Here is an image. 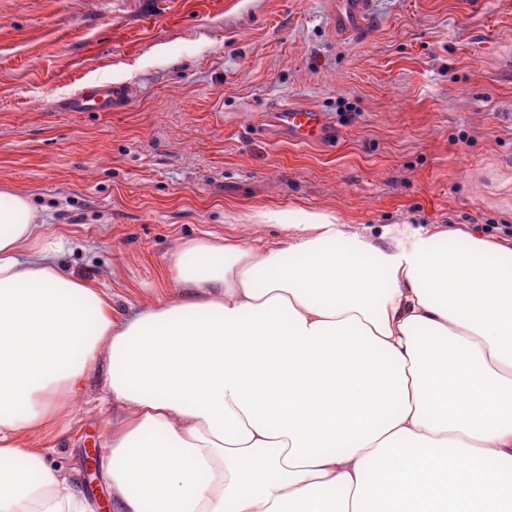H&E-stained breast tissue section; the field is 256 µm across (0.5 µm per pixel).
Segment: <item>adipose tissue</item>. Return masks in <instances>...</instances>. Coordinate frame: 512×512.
Masks as SVG:
<instances>
[{
	"label": "adipose tissue",
	"instance_id": "1",
	"mask_svg": "<svg viewBox=\"0 0 512 512\" xmlns=\"http://www.w3.org/2000/svg\"><path fill=\"white\" fill-rule=\"evenodd\" d=\"M258 220L281 249L184 242L180 302L120 320L0 191V512H96L20 437L100 368L116 512H512V246Z\"/></svg>",
	"mask_w": 512,
	"mask_h": 512
}]
</instances>
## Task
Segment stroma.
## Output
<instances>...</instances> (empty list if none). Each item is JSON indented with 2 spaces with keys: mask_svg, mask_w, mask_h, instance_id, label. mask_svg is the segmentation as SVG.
Here are the masks:
<instances>
[{
  "mask_svg": "<svg viewBox=\"0 0 512 512\" xmlns=\"http://www.w3.org/2000/svg\"><path fill=\"white\" fill-rule=\"evenodd\" d=\"M328 0H0V190L29 197L56 262L124 318L177 301L167 257L188 240L269 251L290 217L326 211L380 238L512 225V0H373L365 28ZM124 86L109 112H69L85 84ZM334 127L299 144L284 103ZM104 374L65 430L34 439L98 512Z\"/></svg>",
  "mask_w": 512,
  "mask_h": 512,
  "instance_id": "1",
  "label": "stroma"
}]
</instances>
